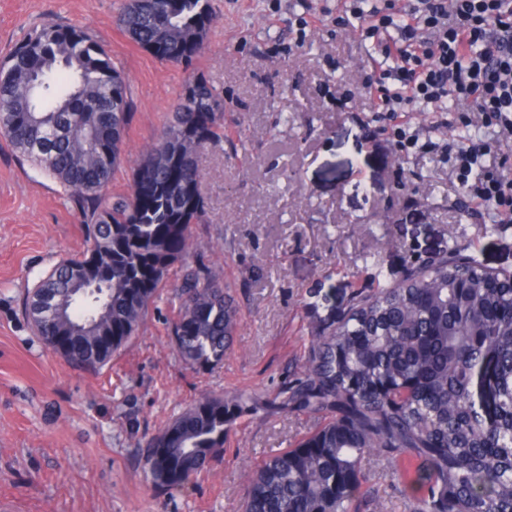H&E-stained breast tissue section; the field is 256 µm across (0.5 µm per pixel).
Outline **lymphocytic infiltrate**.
I'll return each mask as SVG.
<instances>
[{
  "instance_id": "f902f5d3",
  "label": "lymphocytic infiltrate",
  "mask_w": 512,
  "mask_h": 512,
  "mask_svg": "<svg viewBox=\"0 0 512 512\" xmlns=\"http://www.w3.org/2000/svg\"><path fill=\"white\" fill-rule=\"evenodd\" d=\"M363 38L382 52L366 82L371 109L445 112L468 102L481 132L459 144L421 141L397 128L406 151L440 150L462 193L475 207L493 205L500 223H512V178L484 172L494 138L512 136V0H344Z\"/></svg>"
}]
</instances>
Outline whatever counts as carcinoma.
Listing matches in <instances>:
<instances>
[{"instance_id":"1","label":"carcinoma","mask_w":512,"mask_h":512,"mask_svg":"<svg viewBox=\"0 0 512 512\" xmlns=\"http://www.w3.org/2000/svg\"><path fill=\"white\" fill-rule=\"evenodd\" d=\"M215 18L208 0L126 3L117 25L162 63L189 66ZM221 94L185 82L160 134L136 161L132 189H103L122 163L130 87L87 31L32 27L0 71V135L52 178L81 217L86 253L27 291L25 315L69 364L99 370L137 335L171 268L205 219L198 157L223 139ZM48 289L67 315L34 310ZM170 335L184 361L224 362L239 311L220 275L187 273ZM256 401L208 395L146 440V473L182 489L221 457L227 428ZM267 408L324 424L249 469L244 512H357L362 461L414 464L416 512H512V284L451 254L403 283L355 299L330 332L312 338L302 375Z\"/></svg>"}]
</instances>
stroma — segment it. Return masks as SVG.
I'll list each match as a JSON object with an SVG mask.
<instances>
[{"mask_svg":"<svg viewBox=\"0 0 512 512\" xmlns=\"http://www.w3.org/2000/svg\"><path fill=\"white\" fill-rule=\"evenodd\" d=\"M300 0H210L217 23L191 66L160 63L116 24L123 0H0V64L35 25L89 31L128 82L124 160L105 187L127 194L134 161L155 142L187 79L224 98V142L199 157L209 201L192 227L188 266L174 265L137 335L99 371L68 364L35 335L28 289L88 247L56 183L0 138V505L9 512H243V475L318 425L265 403L299 374L313 336L353 296L402 283L456 253L512 272V224L462 203L450 164L401 152L372 112L356 29L316 15L305 37L288 22ZM223 277L240 322L222 365H186L169 335L186 267ZM251 393L224 455L184 489L159 493L146 440L203 395ZM359 512H413L414 484L365 459Z\"/></svg>","mask_w":512,"mask_h":512,"instance_id":"1","label":"stroma"}]
</instances>
